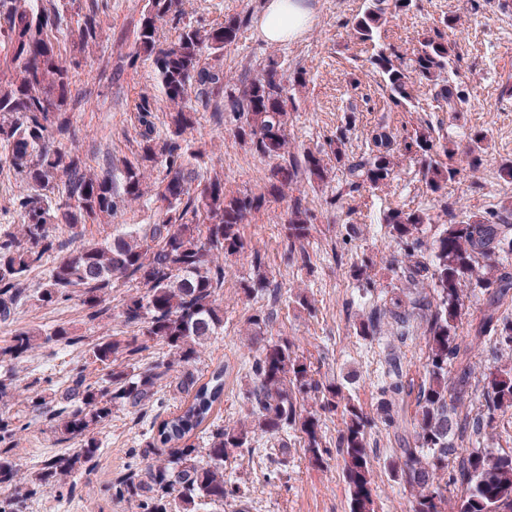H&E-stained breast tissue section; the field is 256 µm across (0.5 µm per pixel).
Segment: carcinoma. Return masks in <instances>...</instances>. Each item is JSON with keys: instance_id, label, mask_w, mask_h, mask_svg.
<instances>
[{"instance_id": "obj_1", "label": "carcinoma", "mask_w": 512, "mask_h": 512, "mask_svg": "<svg viewBox=\"0 0 512 512\" xmlns=\"http://www.w3.org/2000/svg\"><path fill=\"white\" fill-rule=\"evenodd\" d=\"M60 3L0 0V147L5 149L0 170L12 171L19 182L11 204L22 218L16 229H0V321H17L31 273L71 244L67 257L38 284L37 301L57 307L76 300L91 320L104 321L111 318L107 303L114 282L122 279L135 284L136 292L123 302L119 316L137 332H107L87 343L66 325H57L44 342L78 349L105 371L95 380L76 372L59 395L46 392L37 380L21 384L22 362L41 347L38 333L17 328L0 347V357L10 361L0 372V402L6 406L14 400L33 417H45L56 443L66 448L43 468L23 470L15 455L31 422L18 411H1L0 512H14L21 497L74 489L100 450L99 436L112 422L113 409L140 416L167 392L184 394L186 401L178 413L159 422L156 434L139 450L152 461L112 481L113 496L134 503L138 512H215L228 499L242 500L240 488L224 480V461L251 448L260 435L267 437L282 463L291 452L290 431L301 435L311 464H326L334 454L342 458L349 512H376L368 440L375 420L344 393L343 384L315 377L295 342L269 341L250 361V419L233 427L212 420L224 397V366L214 368L202 382L169 363L140 365L153 342L165 345L180 364L200 360L207 343L224 330V258L246 247L240 225L264 207L266 196H283L300 177L326 178L321 152L288 150L279 64L272 60L250 81L233 84L224 77V48L237 41L244 20L231 17L209 29L188 23L173 43L163 46L160 25L182 20L183 0H147L135 46L150 60L157 89L168 103L166 133L156 131L153 98L141 96L133 159L124 162L116 178L110 162L99 171L88 166L76 145L73 121V109L82 99L76 73L86 52L102 41V0H68L74 6L73 21ZM386 10V0H368L354 23L360 38L378 40ZM446 26L445 21L434 28L408 59L386 47L370 57L395 106L412 107L411 90L419 81L433 87L449 115L460 112L465 92L451 79L455 42ZM200 107L214 108L211 118L217 125L229 111L236 137L273 160L267 194L231 195L224 191V172H201L203 152L185 137ZM485 140L480 132L470 134L465 154L469 169L484 164ZM372 143L370 152L346 167L351 191L364 186L381 190L394 179L391 136L377 132ZM404 150L419 154L426 187L433 194L460 173L437 160L438 152L448 154V146L435 142L428 130L415 132ZM154 169L160 173L155 223L100 241L84 240L86 225L110 223L120 206L148 193L146 178ZM383 223L409 262L411 287H432L430 299L417 298L410 290L386 292L383 308L360 327V335L373 340L380 334L382 317L389 314L403 323L406 307L428 310L423 332L427 362L419 385L404 383L397 373L381 386L387 400L380 411L388 427L396 424L391 397L417 392L414 447L400 449L394 465L413 491L412 512H512V451L461 452L479 442L496 416L512 412V366L485 375L480 383L474 362L490 345L512 348V316L500 312L512 297V209L505 206L488 216L444 224L429 242L419 237L421 227L432 223L424 212L392 209ZM284 228L285 260L309 267L305 241L311 224L303 198L291 201ZM62 230L69 238H60ZM494 256L500 267L491 274L486 261ZM251 258L255 276L241 290L256 298L267 277L261 252L253 251ZM466 288L482 301V318L460 342L457 329L467 308ZM270 321L271 315L263 311L249 319L254 340H264L262 329ZM468 398L478 401L484 412L475 418L463 412ZM338 410L344 428L330 446L322 416ZM197 436L203 445L192 442ZM159 448L169 452L160 454Z\"/></svg>"}]
</instances>
